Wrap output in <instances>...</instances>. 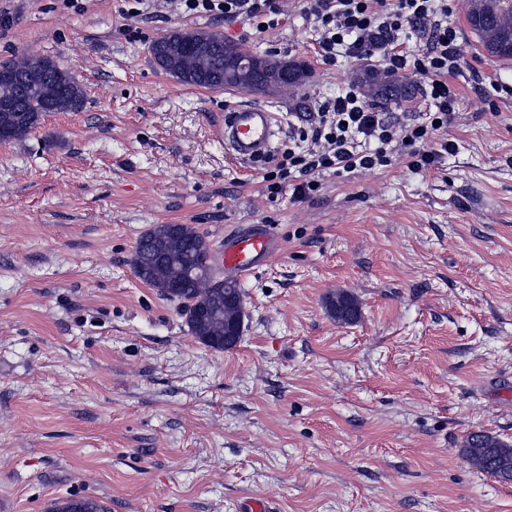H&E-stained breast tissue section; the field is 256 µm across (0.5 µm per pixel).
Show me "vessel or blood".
<instances>
[{"label":"vessel or blood","instance_id":"obj_1","mask_svg":"<svg viewBox=\"0 0 512 512\" xmlns=\"http://www.w3.org/2000/svg\"><path fill=\"white\" fill-rule=\"evenodd\" d=\"M275 124L276 115L267 106L230 104L225 108L224 126L218 135L234 160L253 164L270 155ZM280 249L281 239L274 226L252 224L225 235L209 259L218 262L229 276L247 277L260 272Z\"/></svg>","mask_w":512,"mask_h":512}]
</instances>
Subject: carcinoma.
Listing matches in <instances>:
<instances>
[{
  "mask_svg": "<svg viewBox=\"0 0 512 512\" xmlns=\"http://www.w3.org/2000/svg\"><path fill=\"white\" fill-rule=\"evenodd\" d=\"M467 21L483 51L490 58L512 59V13L501 0H470ZM155 63L179 83L203 88L224 86V60L243 53L238 45L224 42L216 32L172 31L150 46ZM264 66L263 88L282 83L280 71L270 65L273 57H255ZM9 72L25 79L21 84L0 79V142L21 141L41 125L49 112H77L83 106L81 86L70 72L46 57L16 56L0 62V73ZM361 85L379 105L412 96V84L392 74L366 71ZM180 237L170 234V225L156 224L137 242L132 266L138 279L161 295L176 299L190 335L201 344L224 349V318L234 313L220 308L212 316L203 313L202 304L217 296L224 298V284L215 283L213 268L207 263L209 244L190 224L180 225ZM336 320L350 323L357 319L356 301L340 293L328 301ZM465 457L481 471L503 481L512 480V444L484 432L471 433L463 449ZM51 512H105L97 501L71 498L54 504Z\"/></svg>",
  "mask_w": 512,
  "mask_h": 512,
  "instance_id": "obj_1",
  "label": "carcinoma"
}]
</instances>
